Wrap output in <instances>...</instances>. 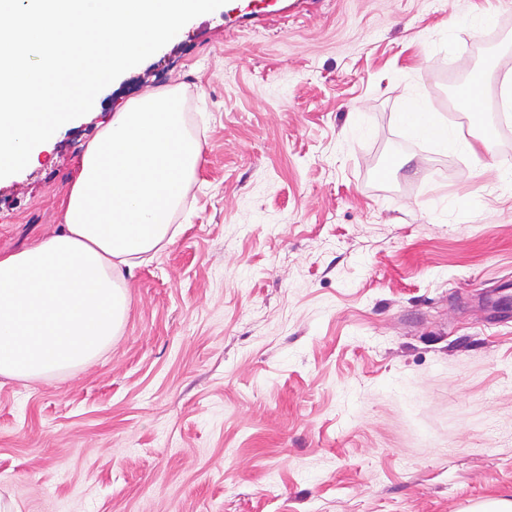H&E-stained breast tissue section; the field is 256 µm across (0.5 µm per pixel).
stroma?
<instances>
[{
    "mask_svg": "<svg viewBox=\"0 0 512 512\" xmlns=\"http://www.w3.org/2000/svg\"><path fill=\"white\" fill-rule=\"evenodd\" d=\"M496 22L475 31V12ZM482 74L489 154L408 136ZM512 0H227L0 179V255L55 233L84 145L180 99L203 162L86 365L0 378L11 512H477L512 493Z\"/></svg>",
    "mask_w": 512,
    "mask_h": 512,
    "instance_id": "1",
    "label": "stroma"
}]
</instances>
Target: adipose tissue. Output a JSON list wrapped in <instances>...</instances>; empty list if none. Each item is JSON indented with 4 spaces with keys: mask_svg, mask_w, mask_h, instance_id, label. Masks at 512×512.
<instances>
[{
    "mask_svg": "<svg viewBox=\"0 0 512 512\" xmlns=\"http://www.w3.org/2000/svg\"><path fill=\"white\" fill-rule=\"evenodd\" d=\"M400 124L471 156L492 144L440 126L407 100ZM176 96L157 92L113 113L90 140L64 222L38 244L0 257V378L39 381L94 360L125 322L124 274L171 244L172 219L202 163Z\"/></svg>",
    "mask_w": 512,
    "mask_h": 512,
    "instance_id": "ef3b65f1",
    "label": "adipose tissue"
}]
</instances>
